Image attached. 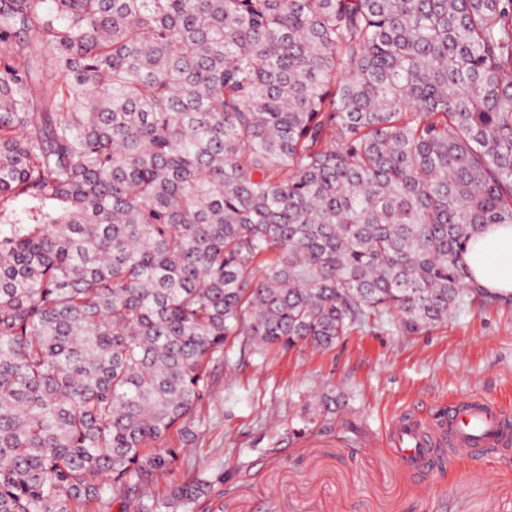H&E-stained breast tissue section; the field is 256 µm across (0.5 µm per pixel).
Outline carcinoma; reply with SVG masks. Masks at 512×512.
I'll return each mask as SVG.
<instances>
[{
    "mask_svg": "<svg viewBox=\"0 0 512 512\" xmlns=\"http://www.w3.org/2000/svg\"><path fill=\"white\" fill-rule=\"evenodd\" d=\"M512 0H0V512L187 510L224 348L512 297ZM473 277L487 289L512 293V225L489 224L466 249Z\"/></svg>",
    "mask_w": 512,
    "mask_h": 512,
    "instance_id": "cac0c4a2",
    "label": "carcinoma"
}]
</instances>
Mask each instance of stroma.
Masks as SVG:
<instances>
[{
	"label": "stroma",
	"mask_w": 512,
	"mask_h": 512,
	"mask_svg": "<svg viewBox=\"0 0 512 512\" xmlns=\"http://www.w3.org/2000/svg\"><path fill=\"white\" fill-rule=\"evenodd\" d=\"M212 376L173 478L202 461L224 482L192 512H512V454L461 455L422 481L387 442L406 412L469 395L512 408V308L474 306L417 335L367 327L325 351L234 353Z\"/></svg>",
	"instance_id": "1"
}]
</instances>
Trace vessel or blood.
I'll list each match as a JSON object with an SVG mask.
<instances>
[{"instance_id":"1","label":"vessel or blood","mask_w":512,"mask_h":512,"mask_svg":"<svg viewBox=\"0 0 512 512\" xmlns=\"http://www.w3.org/2000/svg\"><path fill=\"white\" fill-rule=\"evenodd\" d=\"M397 458L421 477L444 463V451L472 458L512 451V411L482 396H468L441 409L435 419L399 415L391 428Z\"/></svg>"}]
</instances>
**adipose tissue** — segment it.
Masks as SVG:
<instances>
[{"label":"adipose tissue","mask_w":512,"mask_h":512,"mask_svg":"<svg viewBox=\"0 0 512 512\" xmlns=\"http://www.w3.org/2000/svg\"><path fill=\"white\" fill-rule=\"evenodd\" d=\"M465 260L476 281L497 293H512V225L492 224L466 249Z\"/></svg>","instance_id":"adipose-tissue-1"}]
</instances>
